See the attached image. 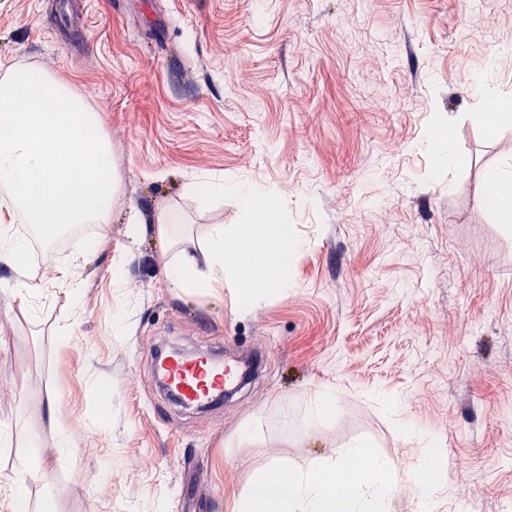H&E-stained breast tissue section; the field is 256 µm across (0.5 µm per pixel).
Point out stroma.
I'll list each match as a JSON object with an SVG mask.
<instances>
[{
  "label": "stroma",
  "mask_w": 512,
  "mask_h": 512,
  "mask_svg": "<svg viewBox=\"0 0 512 512\" xmlns=\"http://www.w3.org/2000/svg\"><path fill=\"white\" fill-rule=\"evenodd\" d=\"M72 8L61 34L55 0H0V60L86 100L121 187L89 254L71 240L27 272L0 260V504L22 480L29 512H232L273 460L363 438L400 474L437 449L435 512H512V223L481 203L512 165V126L481 118L489 99L512 110V0ZM197 177L277 193L287 285L251 303L232 283L188 292L153 237L131 244L133 209L177 212L196 249L247 223L233 193L192 196ZM164 341L263 360L221 406L186 409L156 385ZM324 392L335 412L306 426Z\"/></svg>",
  "instance_id": "35a3bbf8"
}]
</instances>
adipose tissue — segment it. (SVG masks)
Wrapping results in <instances>:
<instances>
[{
  "label": "adipose tissue",
  "mask_w": 512,
  "mask_h": 512,
  "mask_svg": "<svg viewBox=\"0 0 512 512\" xmlns=\"http://www.w3.org/2000/svg\"><path fill=\"white\" fill-rule=\"evenodd\" d=\"M241 197L249 223L230 232L214 225L201 255L181 251L165 266L173 287L206 292L227 278L256 283L269 268L271 251L293 250V242L279 233L273 192L252 188ZM260 199L269 200L270 208L259 209ZM393 472L389 458L370 454L367 443L354 441L336 459L317 465L269 464L253 475L235 512H388L396 490ZM342 485L349 486V493L338 494Z\"/></svg>",
  "instance_id": "ef3b65f1"
}]
</instances>
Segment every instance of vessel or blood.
Returning <instances> with one entry per match:
<instances>
[{
    "label": "vessel or blood",
    "instance_id": "1",
    "mask_svg": "<svg viewBox=\"0 0 512 512\" xmlns=\"http://www.w3.org/2000/svg\"><path fill=\"white\" fill-rule=\"evenodd\" d=\"M155 373L183 404L200 406L213 403L224 391L232 389L241 369L204 352L186 357L171 351L156 361Z\"/></svg>",
    "mask_w": 512,
    "mask_h": 512
}]
</instances>
